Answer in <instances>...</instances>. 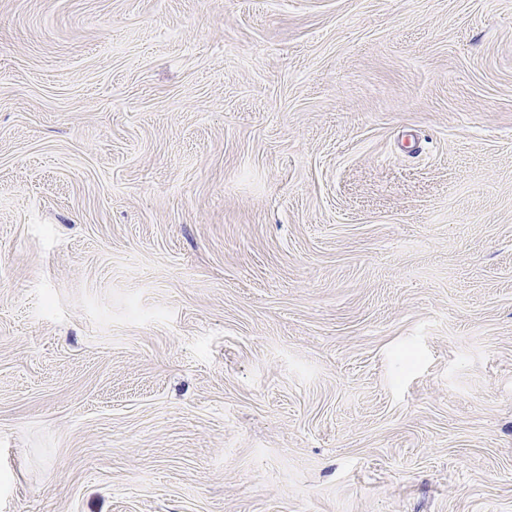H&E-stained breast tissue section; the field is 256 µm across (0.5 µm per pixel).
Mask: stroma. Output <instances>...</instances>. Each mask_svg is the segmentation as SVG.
<instances>
[{"label": "stroma", "instance_id": "1", "mask_svg": "<svg viewBox=\"0 0 512 512\" xmlns=\"http://www.w3.org/2000/svg\"><path fill=\"white\" fill-rule=\"evenodd\" d=\"M0 512H512V0H0Z\"/></svg>", "mask_w": 512, "mask_h": 512}]
</instances>
